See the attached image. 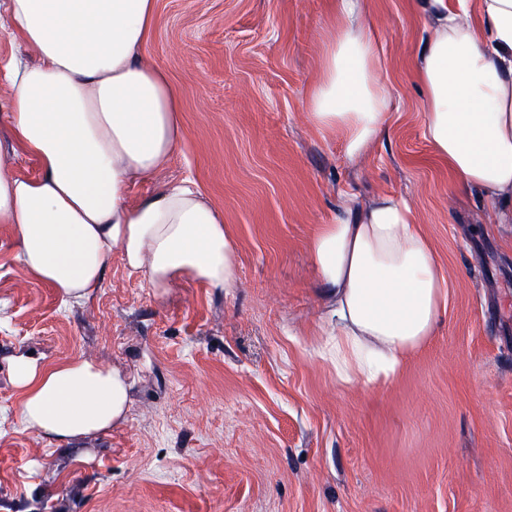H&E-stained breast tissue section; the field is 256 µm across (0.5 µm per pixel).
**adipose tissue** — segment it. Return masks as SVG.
Segmentation results:
<instances>
[{
	"mask_svg": "<svg viewBox=\"0 0 512 512\" xmlns=\"http://www.w3.org/2000/svg\"><path fill=\"white\" fill-rule=\"evenodd\" d=\"M427 37L411 61L423 90L422 136L456 189L478 191L487 224H512V0H413ZM156 0H0L11 36L35 62L11 56L5 119L40 173L0 158V224L18 261L63 307L103 286L113 251L156 297L184 277L237 285V254L222 213L189 184L138 200L129 191L164 168L181 138L178 99L143 53ZM307 118L362 161L392 111L386 64L366 0H333ZM324 290L319 356L344 383L389 380L433 335L447 282L411 203L382 195L338 216L308 246ZM22 426L58 445L125 421L129 380L99 363L10 360Z\"/></svg>",
	"mask_w": 512,
	"mask_h": 512,
	"instance_id": "ef3b65f1",
	"label": "adipose tissue"
}]
</instances>
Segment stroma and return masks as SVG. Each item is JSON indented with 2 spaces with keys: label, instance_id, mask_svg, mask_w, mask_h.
Returning <instances> with one entry per match:
<instances>
[{
  "label": "stroma",
  "instance_id": "1",
  "mask_svg": "<svg viewBox=\"0 0 512 512\" xmlns=\"http://www.w3.org/2000/svg\"><path fill=\"white\" fill-rule=\"evenodd\" d=\"M395 100L360 163L311 127L331 0H156L145 54L182 139L131 198L191 181L238 247V288L156 298L113 253L61 308L0 224V512H512V226L452 186L423 139L409 0H367ZM409 197L448 284L433 336L392 379L337 381L314 349L308 246L341 192ZM84 359L130 378L126 419L60 448L24 428L9 359Z\"/></svg>",
  "mask_w": 512,
  "mask_h": 512
}]
</instances>
